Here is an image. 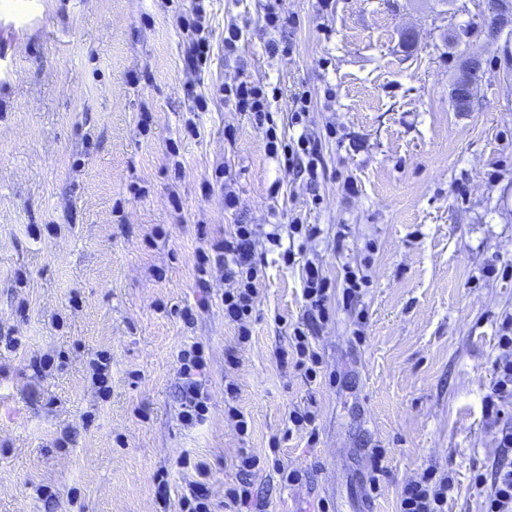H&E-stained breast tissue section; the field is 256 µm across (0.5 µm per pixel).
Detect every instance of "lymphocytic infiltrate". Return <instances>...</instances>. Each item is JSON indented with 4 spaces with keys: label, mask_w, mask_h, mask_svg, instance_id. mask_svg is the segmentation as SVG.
Returning <instances> with one entry per match:
<instances>
[{
    "label": "lymphocytic infiltrate",
    "mask_w": 512,
    "mask_h": 512,
    "mask_svg": "<svg viewBox=\"0 0 512 512\" xmlns=\"http://www.w3.org/2000/svg\"><path fill=\"white\" fill-rule=\"evenodd\" d=\"M205 0H194L190 12L177 13V27L191 42V62L194 70L206 66L211 51V33L206 22ZM225 102L236 111L245 112L256 125L266 129L265 149L280 161L284 168L303 166L309 182H316L318 168L323 164L321 138L303 133L295 139L278 136L270 110L271 103L280 95L278 87L250 79L244 70H236L226 77L221 87ZM320 235L317 225L305 223L300 215L288 220L287 236L278 231L260 232L253 224H234L225 231L222 241L210 248L200 250L196 256L197 286H208L212 270L224 272V317L236 325L238 343H246L252 336V320L255 299L260 282L259 268L255 258L259 239L279 248L284 265L296 261L295 243H308ZM289 238L290 247H282V238ZM333 285L324 275L322 266L314 260H306L303 276V313L292 329L287 350L280 352V362H293L303 372L305 379L313 381L323 372V361L312 343L315 330L328 324L332 317L330 307L334 294ZM499 353L493 361L495 382L484 398V409L488 417L500 423L502 429L497 436L499 456L494 479L485 498L483 512H512V425H506L504 406L512 401V316L503 318L498 336ZM178 371L182 378L181 405L183 420L187 425L202 423L209 411V394L200 377L207 362L202 346L191 345L177 355ZM272 466L280 482L293 486L302 482L304 474L285 466L280 459H264L249 449H240L236 467L240 478L237 484L227 488L225 497L231 512H266L265 498L253 491L251 476L264 466ZM454 488L451 476L444 471L428 467L415 479L407 482L401 492L398 512H446L448 496Z\"/></svg>",
    "instance_id": "obj_1"
}]
</instances>
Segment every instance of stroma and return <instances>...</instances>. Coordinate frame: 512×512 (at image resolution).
I'll use <instances>...</instances> for the list:
<instances>
[{"instance_id":"1","label":"stroma","mask_w":512,"mask_h":512,"mask_svg":"<svg viewBox=\"0 0 512 512\" xmlns=\"http://www.w3.org/2000/svg\"><path fill=\"white\" fill-rule=\"evenodd\" d=\"M192 0H0V512H162L155 475L177 500L194 479L182 459L209 463L214 512L238 478L239 448L278 446L306 473L285 487L253 477L268 512H397L422 469L448 471L447 512H482L499 426L482 399L495 376L498 329L512 314V30L489 38L481 0H283L300 24L292 55L270 56L260 0H207L211 54L190 72L189 39L174 24ZM244 27L240 58L224 55V26ZM416 34L403 47L402 31ZM483 63L470 111H455L460 61ZM281 88L278 134L337 136L323 145L316 190L265 150V130L225 103L226 74ZM312 95L308 122L291 95ZM206 111L191 113L193 95ZM197 133L189 135L186 120ZM234 140H227L226 128ZM235 177L236 209L217 168ZM353 182L355 194L342 190ZM320 204H312L313 195ZM318 225L305 256L340 283L367 275L360 301H334L313 345L324 376L281 366L302 314L300 265L259 246L252 338L237 345L224 319V277L196 285V253L232 224ZM34 224H57L52 238ZM341 244H334L338 229ZM374 251H367V244ZM197 311L194 325L184 309ZM363 338H356V328ZM205 348L207 419L185 426L177 355ZM235 348L240 438L224 418V353ZM110 359L101 399L87 365ZM55 358L52 371L36 359ZM312 406L316 434L288 431ZM385 448L377 493L368 454Z\"/></svg>"}]
</instances>
